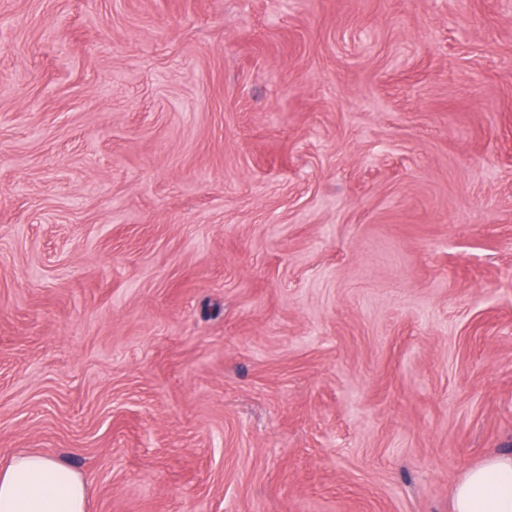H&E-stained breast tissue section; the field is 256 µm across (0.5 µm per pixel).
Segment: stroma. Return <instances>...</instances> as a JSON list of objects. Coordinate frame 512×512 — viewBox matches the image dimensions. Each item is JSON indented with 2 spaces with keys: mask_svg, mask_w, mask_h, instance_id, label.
<instances>
[{
  "mask_svg": "<svg viewBox=\"0 0 512 512\" xmlns=\"http://www.w3.org/2000/svg\"><path fill=\"white\" fill-rule=\"evenodd\" d=\"M89 512H452L512 454V0H0V459Z\"/></svg>",
  "mask_w": 512,
  "mask_h": 512,
  "instance_id": "stroma-1",
  "label": "stroma"
}]
</instances>
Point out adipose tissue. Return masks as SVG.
<instances>
[{
	"mask_svg": "<svg viewBox=\"0 0 512 512\" xmlns=\"http://www.w3.org/2000/svg\"><path fill=\"white\" fill-rule=\"evenodd\" d=\"M89 488L58 458L20 451L0 461V512H88ZM452 512H512V455L494 453L454 485Z\"/></svg>",
	"mask_w": 512,
	"mask_h": 512,
	"instance_id": "1",
	"label": "adipose tissue"
}]
</instances>
